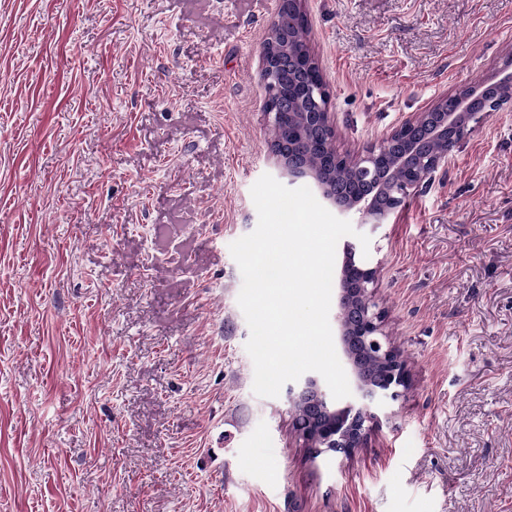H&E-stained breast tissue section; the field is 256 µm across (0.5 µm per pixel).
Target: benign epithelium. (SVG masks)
Returning <instances> with one entry per match:
<instances>
[{
	"label": "benign epithelium",
	"instance_id": "1",
	"mask_svg": "<svg viewBox=\"0 0 512 512\" xmlns=\"http://www.w3.org/2000/svg\"><path fill=\"white\" fill-rule=\"evenodd\" d=\"M306 19L305 0H279L277 16L270 30H281ZM301 100L314 105V111L306 113L307 133L301 142H308V134L318 130L334 131L329 112L331 92L322 81L311 79L294 88ZM272 99L266 109L269 122L288 131V106L279 104L280 90L276 84L269 85ZM507 106L512 107V74L483 86L471 87L441 97L428 112L411 115L395 128L385 141L391 142L408 130L426 125L424 136L411 142L400 154L397 168L404 170L406 180L395 188L392 171L380 167V153L371 146L357 155H340V159L351 168V184L362 189L360 193H349L342 197L333 187L323 184L316 174L303 162L302 153L293 144L271 143L282 178L293 184L307 179L320 192L322 198L336 211L345 216H357L356 223L378 227L388 223L399 207V201L423 187L429 178L415 168L414 160L425 156L426 144L430 140H454L461 142L491 112ZM356 244L344 246L346 260L339 278V295L336 302V328L342 343L344 356L350 365V388L352 395L341 408L336 407L326 388L315 376H305L287 386L288 403L306 402L311 407L310 417L297 424L302 435L317 440L311 447L314 455L328 451L346 453L351 447H360L366 437L365 423L377 418L376 410L388 400L400 395L408 387L410 375L406 369L395 371L393 382L365 378L357 365V352L361 351L380 361L394 353V345L384 329V314L377 307L375 268L355 262Z\"/></svg>",
	"mask_w": 512,
	"mask_h": 512
}]
</instances>
